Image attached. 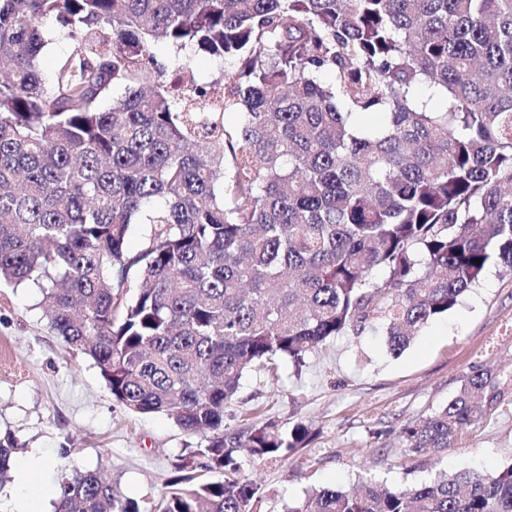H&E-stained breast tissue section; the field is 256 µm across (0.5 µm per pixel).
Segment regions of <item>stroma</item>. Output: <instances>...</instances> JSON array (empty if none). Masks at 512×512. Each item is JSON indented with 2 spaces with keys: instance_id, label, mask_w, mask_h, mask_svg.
<instances>
[{
  "instance_id": "35a3bbf8",
  "label": "stroma",
  "mask_w": 512,
  "mask_h": 512,
  "mask_svg": "<svg viewBox=\"0 0 512 512\" xmlns=\"http://www.w3.org/2000/svg\"><path fill=\"white\" fill-rule=\"evenodd\" d=\"M38 289L0 286V434L43 467L32 479L40 512H54L62 472L103 474L117 494L152 512L189 442L165 416L136 415L113 401L92 360L52 329ZM476 371L490 374L493 401L443 454L405 447L401 424L428 415ZM275 419L310 423L314 436L292 460L240 462L260 488L253 512H287L312 490L355 488L367 479L416 486L437 473L497 471L512 465V273L490 266L448 314L429 321L404 351L391 353L383 329L327 340L303 366H257L241 379L224 423Z\"/></svg>"
}]
</instances>
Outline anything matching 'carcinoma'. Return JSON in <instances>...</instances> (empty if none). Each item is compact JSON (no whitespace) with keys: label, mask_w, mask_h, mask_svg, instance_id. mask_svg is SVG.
<instances>
[{"label":"carcinoma","mask_w":512,"mask_h":512,"mask_svg":"<svg viewBox=\"0 0 512 512\" xmlns=\"http://www.w3.org/2000/svg\"><path fill=\"white\" fill-rule=\"evenodd\" d=\"M53 18L74 50L46 80ZM160 40L240 65L179 93ZM492 264L512 271V0H0V283L40 290L113 400L203 437L154 512H250L239 452L308 444L303 422L224 427L245 371L379 325L401 352ZM488 385L402 425L405 446L448 450ZM17 449L0 437V487ZM55 512L142 510L74 471ZM288 512H512V466Z\"/></svg>","instance_id":"cac0c4a2"}]
</instances>
